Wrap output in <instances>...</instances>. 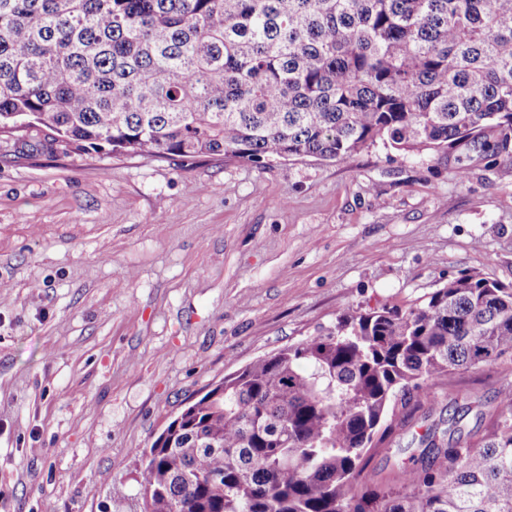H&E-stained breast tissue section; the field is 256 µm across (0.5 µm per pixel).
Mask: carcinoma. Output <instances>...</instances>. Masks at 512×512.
Wrapping results in <instances>:
<instances>
[{"label": "carcinoma", "mask_w": 512, "mask_h": 512, "mask_svg": "<svg viewBox=\"0 0 512 512\" xmlns=\"http://www.w3.org/2000/svg\"><path fill=\"white\" fill-rule=\"evenodd\" d=\"M84 154L342 161L512 141V0H0V131ZM499 362L512 286L349 313L190 402L142 454L141 512H512V383L364 473L413 392Z\"/></svg>", "instance_id": "1"}]
</instances>
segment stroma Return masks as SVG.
<instances>
[{
  "label": "stroma",
  "mask_w": 512,
  "mask_h": 512,
  "mask_svg": "<svg viewBox=\"0 0 512 512\" xmlns=\"http://www.w3.org/2000/svg\"><path fill=\"white\" fill-rule=\"evenodd\" d=\"M268 165L87 155L0 136V512H140L138 458L187 403L339 315L407 309L464 272L512 284V146ZM485 365L429 386L386 476Z\"/></svg>",
  "instance_id": "stroma-1"
}]
</instances>
